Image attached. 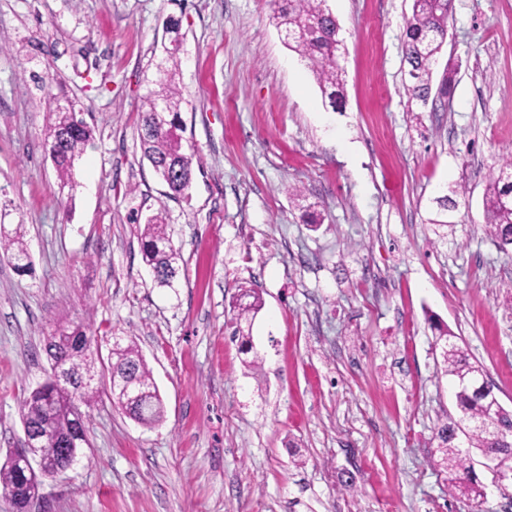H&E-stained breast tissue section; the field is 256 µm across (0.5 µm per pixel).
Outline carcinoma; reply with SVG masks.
<instances>
[{
    "instance_id": "cac0c4a2",
    "label": "carcinoma",
    "mask_w": 512,
    "mask_h": 512,
    "mask_svg": "<svg viewBox=\"0 0 512 512\" xmlns=\"http://www.w3.org/2000/svg\"><path fill=\"white\" fill-rule=\"evenodd\" d=\"M275 19L284 42L300 57L311 64L318 83L330 104L339 108L344 102V68L340 63L344 55L343 41L338 38L339 24L326 6V0H275ZM451 0H413L412 14L405 23V61L410 85L408 92L424 101L430 96L431 66L440 53L448 33V16ZM44 92L47 106V121L43 148L51 157L58 172L59 193L73 197L77 187L74 178L75 162L84 154L94 140V129L81 117L83 110L69 102L71 110L79 117L74 119L59 110V99L51 93L52 80L37 78ZM182 94L172 79L171 73L143 100L140 148L142 156L155 173L167 184L173 195L186 198L192 180V163L196 152L192 146L178 148L183 138L181 119ZM165 113V119L157 113ZM486 230L497 245L504 249L512 246V161H505L498 174L490 179L484 198ZM163 212L149 217L140 233L143 259L151 267L155 281L168 286L179 273L180 254L173 249ZM23 225L9 230L0 224V252L11 258L21 272L31 268ZM262 309V299L253 288L240 290L232 302V320L236 329L233 336L241 338L245 352L253 349L250 336L243 335L241 322L252 321ZM438 332L436 344L442 353L445 373L455 383V402L461 421L470 422L465 432L469 447L488 456L494 468L512 474V439L496 440L491 434L497 419L495 406L491 403L493 387L471 385L468 379L483 373L482 368L472 364L462 348L449 339L454 334L441 324L434 325ZM89 337L84 328L57 330L45 338V353L50 363L60 365L68 371L69 389L63 393L56 390L52 379L33 389L21 402V417L32 425L46 429L50 437L40 449L42 457L60 464L63 451L76 446L90 447L86 424L89 414L81 410L101 397L99 388L85 380L93 361L88 357ZM115 362L110 368V385L120 388L130 386L140 391L141 396L127 400L116 394L114 398L126 414L145 427H153L163 421L165 407L151 378V371L139 354L136 346L118 345L112 349ZM461 432L460 421H442L437 425L434 440L440 454V465L448 473V493L461 494L469 499L481 497L484 488L477 473L470 465L467 454L459 448L457 436ZM47 475L42 470L21 472L13 460L0 457V497L7 500L13 512H22L24 505L11 497L13 488L24 485L29 489L43 487Z\"/></svg>"
}]
</instances>
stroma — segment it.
Returning <instances> with one entry per match:
<instances>
[{"label": "stroma", "mask_w": 512, "mask_h": 512, "mask_svg": "<svg viewBox=\"0 0 512 512\" xmlns=\"http://www.w3.org/2000/svg\"><path fill=\"white\" fill-rule=\"evenodd\" d=\"M327 5L345 45L340 111L272 0H0V212L23 224L32 262L21 273L0 256V452L23 445L46 336L79 322L96 362L135 344L165 406L147 428L102 397L85 457L45 482L47 512H512L474 448L485 499L448 494L433 432L459 412L432 327L512 411V253L483 205L512 157V0H453L433 65L452 89L425 103L405 89L413 0ZM171 15L184 137L202 160L179 200L138 138ZM34 71L95 130L69 200ZM458 185L438 236L436 200ZM160 209L182 256L170 288L140 249ZM244 287L263 301L258 371L231 336Z\"/></svg>", "instance_id": "stroma-1"}]
</instances>
